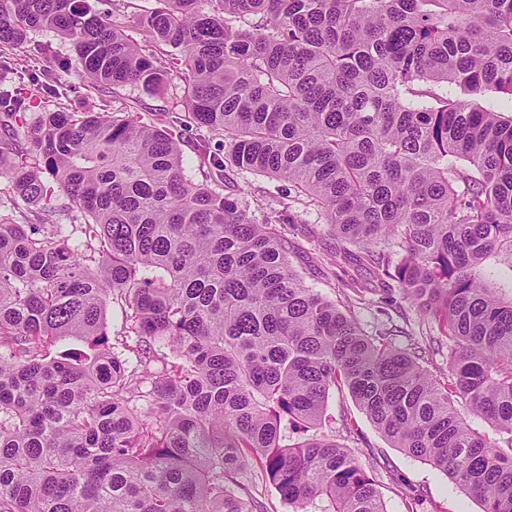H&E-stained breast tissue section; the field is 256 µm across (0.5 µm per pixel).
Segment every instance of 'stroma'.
I'll return each instance as SVG.
<instances>
[{"label": "stroma", "mask_w": 512, "mask_h": 512, "mask_svg": "<svg viewBox=\"0 0 512 512\" xmlns=\"http://www.w3.org/2000/svg\"><path fill=\"white\" fill-rule=\"evenodd\" d=\"M65 60L68 68L59 78L65 89L62 104L74 111L106 107L111 112H132L140 116L180 109L183 84L172 79L163 95L150 96L141 87L127 85L116 93H99L79 78L71 44L49 31L31 33L23 48L14 51L7 68L0 70V82H17L20 74L35 75L45 66L46 55ZM224 194L250 218L262 224L283 215L302 225V235L293 237L290 255L294 268L306 286L314 288L360 324L372 337L390 334L402 349L420 347V363L437 378L448 373V342L436 324L424 319L399 288L375 286L364 267L337 262L340 242L332 235L321 208L284 181L227 168ZM485 288L503 299L512 298V252L494 251L482 264ZM363 293H356L355 285ZM354 421L355 432H347L345 421ZM326 433L353 455L375 481L386 512H408L409 498L419 500L417 512H483L480 501L429 462L413 457L393 445L373 426L348 391L331 390L323 425Z\"/></svg>", "instance_id": "1"}]
</instances>
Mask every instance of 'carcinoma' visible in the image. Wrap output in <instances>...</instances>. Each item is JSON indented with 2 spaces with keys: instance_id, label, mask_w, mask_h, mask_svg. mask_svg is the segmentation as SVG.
<instances>
[{
  "instance_id": "carcinoma-1",
  "label": "carcinoma",
  "mask_w": 512,
  "mask_h": 512,
  "mask_svg": "<svg viewBox=\"0 0 512 512\" xmlns=\"http://www.w3.org/2000/svg\"><path fill=\"white\" fill-rule=\"evenodd\" d=\"M155 2L145 53L119 9L0 0L3 54L47 30L98 91L184 82L183 111L156 121L66 110L50 67L0 86V512H257L248 466L294 512H386L321 432L336 386L483 512H512V300L476 275L512 249V116L473 100L512 97V0ZM191 125L323 209L339 256L448 338L447 380L303 284L280 220L224 197L204 136L188 177ZM57 188L75 208L50 204ZM109 299L134 367L104 331ZM207 134L205 129H202L201 132L199 129H196L195 126L189 127L183 132V155H184V163H185V173L188 176H192L197 179H201L198 171L196 170V159L194 157V153L192 150V143L196 141L199 137V134ZM104 325L112 344H117L118 341L127 337L128 344L135 345L137 338L129 329L130 325L121 304L113 303L111 300L107 302L104 311Z\"/></svg>"
}]
</instances>
